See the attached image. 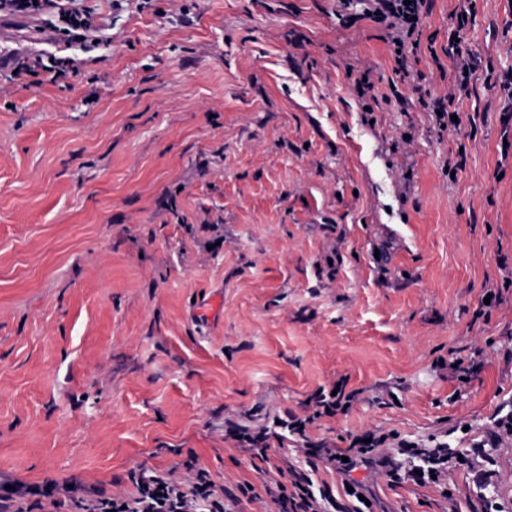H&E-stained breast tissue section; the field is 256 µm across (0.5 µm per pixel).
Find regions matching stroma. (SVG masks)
<instances>
[{"label":"stroma","instance_id":"obj_1","mask_svg":"<svg viewBox=\"0 0 512 512\" xmlns=\"http://www.w3.org/2000/svg\"><path fill=\"white\" fill-rule=\"evenodd\" d=\"M0 17V47L78 73L0 76V485L52 486L30 512L195 454L217 487L268 461L227 436L307 415L346 380L348 414L273 445L350 505L306 443L395 432L467 452L512 401V0H433L409 74L340 0H83ZM479 67L441 131L451 16ZM372 68L366 112L346 66ZM466 163L449 175L448 162ZM501 294L485 307L486 292ZM219 314H196L200 296ZM479 356L462 382L453 360ZM450 496L357 468L374 512H512V438ZM75 0H1L0 13H21L37 15L46 11H57L62 21L66 24L63 30L66 35L75 39L84 37L80 32L87 31L92 26V15L86 9H79L74 6L66 8ZM68 17V20H64Z\"/></svg>","mask_w":512,"mask_h":512}]
</instances>
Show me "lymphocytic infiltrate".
<instances>
[{"label": "lymphocytic infiltrate", "mask_w": 512, "mask_h": 512, "mask_svg": "<svg viewBox=\"0 0 512 512\" xmlns=\"http://www.w3.org/2000/svg\"><path fill=\"white\" fill-rule=\"evenodd\" d=\"M344 5L358 4V16L383 25L389 32L394 60L404 64L407 55L416 54L419 34L430 11V0H343ZM54 11L65 18L64 32L80 38L92 25L89 11L70 6L69 0H0V13L37 15ZM496 431L491 438L474 442L467 456H459L447 443L430 447L404 439L394 440L383 434L364 441L355 436L346 452L312 446L315 454H323L329 468L349 476L358 466H369L387 474L392 482L411 479L420 485L447 488L448 480L458 464L488 466L503 438L512 437V408L497 411ZM271 497L279 512H344L328 488H315L311 477L285 464L274 465ZM135 491L119 498L101 496L80 501L82 512H235L240 497L255 498L252 485L243 484L238 494L219 492L209 470L189 457L182 473L132 475Z\"/></svg>", "instance_id": "f902f5d3"}]
</instances>
